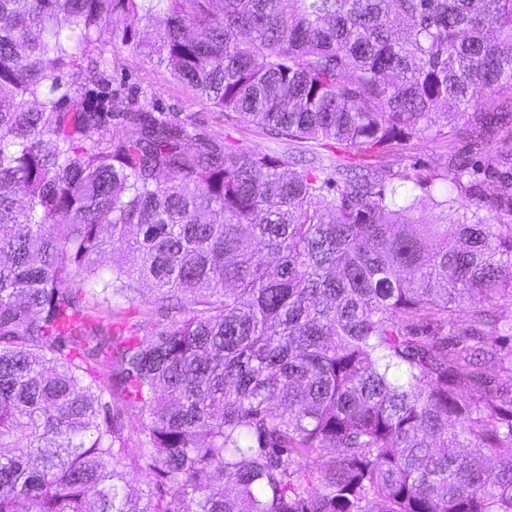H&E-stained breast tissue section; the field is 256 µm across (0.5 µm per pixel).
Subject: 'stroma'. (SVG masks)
<instances>
[{"mask_svg":"<svg viewBox=\"0 0 512 512\" xmlns=\"http://www.w3.org/2000/svg\"><path fill=\"white\" fill-rule=\"evenodd\" d=\"M108 74L114 85L124 89L123 97L113 99V111H122L127 98L146 90L159 108L194 116L208 135L257 153L292 156L324 166L342 163L381 175L398 168L410 174L421 168L442 169L466 149L465 139L445 133L426 144H396L371 152H359L335 142L279 138L265 129L241 123L235 115L219 112L191 88L173 80L165 68L143 60L119 43L112 48Z\"/></svg>","mask_w":512,"mask_h":512,"instance_id":"1","label":"stroma"}]
</instances>
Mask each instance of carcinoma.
I'll list each match as a JSON object with an SVG mask.
<instances>
[{
  "instance_id": "obj_1",
  "label": "carcinoma",
  "mask_w": 512,
  "mask_h": 512,
  "mask_svg": "<svg viewBox=\"0 0 512 512\" xmlns=\"http://www.w3.org/2000/svg\"><path fill=\"white\" fill-rule=\"evenodd\" d=\"M118 36L277 137L462 124L468 155L286 176L145 92L112 111ZM497 156L512 0H0V512H512ZM145 285L150 335L103 323Z\"/></svg>"
}]
</instances>
